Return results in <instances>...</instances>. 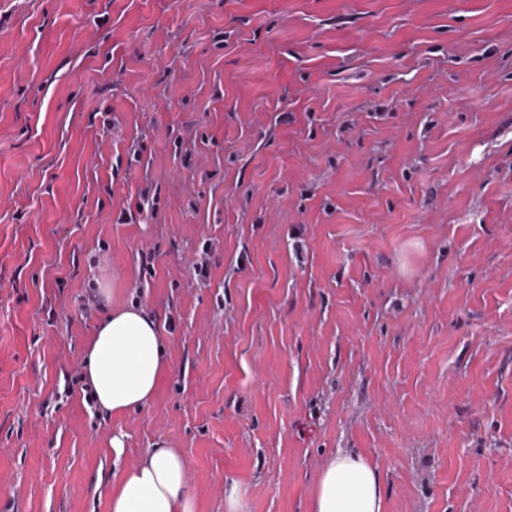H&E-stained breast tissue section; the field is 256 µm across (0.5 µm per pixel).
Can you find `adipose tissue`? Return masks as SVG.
I'll use <instances>...</instances> for the list:
<instances>
[{
  "instance_id": "adipose-tissue-1",
  "label": "adipose tissue",
  "mask_w": 512,
  "mask_h": 512,
  "mask_svg": "<svg viewBox=\"0 0 512 512\" xmlns=\"http://www.w3.org/2000/svg\"><path fill=\"white\" fill-rule=\"evenodd\" d=\"M163 366L158 322L129 307L112 311L99 326L86 378L97 405L118 414L152 398ZM110 512H198L185 457L160 444L149 449L113 490ZM311 512H383L378 469L361 455L337 452L319 476Z\"/></svg>"
}]
</instances>
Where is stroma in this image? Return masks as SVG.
Listing matches in <instances>:
<instances>
[{"label":"stroma","mask_w":512,"mask_h":512,"mask_svg":"<svg viewBox=\"0 0 512 512\" xmlns=\"http://www.w3.org/2000/svg\"><path fill=\"white\" fill-rule=\"evenodd\" d=\"M129 306L165 366L112 414ZM158 444L200 512H310L341 450L384 512H512V0H0V512ZM160 328L139 308L113 310L99 326L86 361L97 405L118 414L146 404L164 366Z\"/></svg>","instance_id":"1"}]
</instances>
